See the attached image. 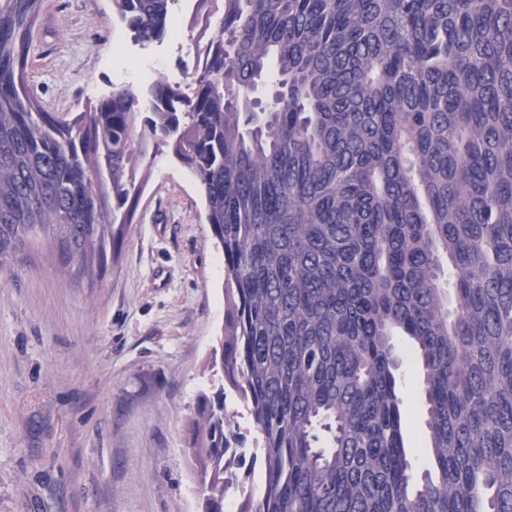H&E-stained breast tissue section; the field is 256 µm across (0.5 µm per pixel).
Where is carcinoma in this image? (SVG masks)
Listing matches in <instances>:
<instances>
[{
	"label": "carcinoma",
	"mask_w": 512,
	"mask_h": 512,
	"mask_svg": "<svg viewBox=\"0 0 512 512\" xmlns=\"http://www.w3.org/2000/svg\"><path fill=\"white\" fill-rule=\"evenodd\" d=\"M174 2L112 15L147 45ZM41 4L0 0V269L47 251L103 277L149 145L190 170L224 255L222 384L185 427L204 512L230 493L235 512H512V0H194L190 84L159 75L65 113L31 89ZM402 340L426 404L419 475ZM224 402L227 406L228 413L235 417L236 426L234 429L236 432L245 436V446L246 448H249L251 446L254 433L249 419L244 412L243 406L229 392H227V397Z\"/></svg>",
	"instance_id": "obj_1"
}]
</instances>
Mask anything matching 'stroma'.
Segmentation results:
<instances>
[{
	"label": "stroma",
	"mask_w": 512,
	"mask_h": 512,
	"mask_svg": "<svg viewBox=\"0 0 512 512\" xmlns=\"http://www.w3.org/2000/svg\"><path fill=\"white\" fill-rule=\"evenodd\" d=\"M32 87L75 112L156 75L187 84V36L143 47L111 0H43ZM224 259L187 167L158 148L119 259L78 286L41 254L0 271V512H202L185 425L211 388ZM406 446L426 458L423 399L400 344Z\"/></svg>",
	"instance_id": "35a3bbf8"
}]
</instances>
